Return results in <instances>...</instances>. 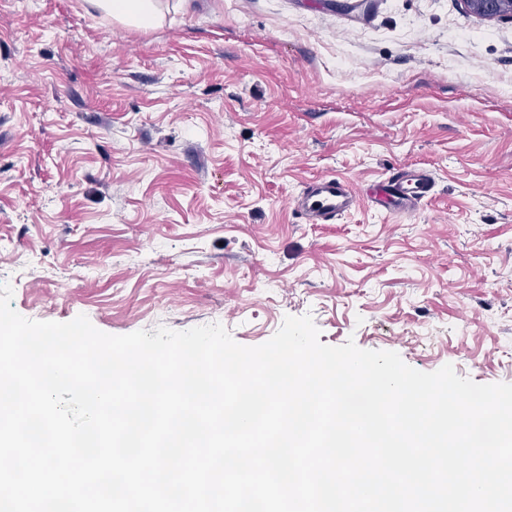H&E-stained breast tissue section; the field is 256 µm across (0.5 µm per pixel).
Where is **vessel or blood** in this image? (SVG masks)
<instances>
[{"mask_svg":"<svg viewBox=\"0 0 512 512\" xmlns=\"http://www.w3.org/2000/svg\"><path fill=\"white\" fill-rule=\"evenodd\" d=\"M435 179L422 168L400 166L381 181L371 196L372 203L391 205L402 215L413 214L432 191ZM359 199L350 184L335 176L308 183L294 204L310 224H333L357 206Z\"/></svg>","mask_w":512,"mask_h":512,"instance_id":"obj_1","label":"vessel or blood"}]
</instances>
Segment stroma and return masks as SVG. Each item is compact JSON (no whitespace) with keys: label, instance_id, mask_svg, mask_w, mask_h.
Returning <instances> with one entry per match:
<instances>
[{"label":"stroma","instance_id":"obj_1","mask_svg":"<svg viewBox=\"0 0 512 512\" xmlns=\"http://www.w3.org/2000/svg\"><path fill=\"white\" fill-rule=\"evenodd\" d=\"M143 30L86 0H0V283L31 320L124 335L222 324L512 383V19L465 0H161ZM433 172L414 214L335 224ZM434 185L435 179L429 171L403 165L377 185L370 199L379 206L392 205L400 215H411ZM358 203L350 184L337 176H323L311 181L294 201L309 224H335Z\"/></svg>","mask_w":512,"mask_h":512}]
</instances>
